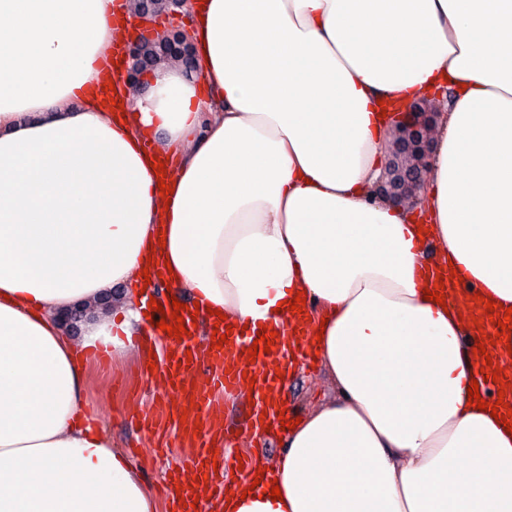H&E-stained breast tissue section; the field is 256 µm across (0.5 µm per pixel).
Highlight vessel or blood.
<instances>
[{
	"label": "vessel or blood",
	"mask_w": 512,
	"mask_h": 512,
	"mask_svg": "<svg viewBox=\"0 0 512 512\" xmlns=\"http://www.w3.org/2000/svg\"><path fill=\"white\" fill-rule=\"evenodd\" d=\"M187 330L181 338H167V350L158 360L154 370L145 371L148 380L159 381L166 396L175 397V405L169 406L164 416L174 423V433L190 448L183 465L174 470L172 486L182 489L185 506L182 512H194L192 504L201 496H223L226 482L225 471H214L213 451L217 428L215 420L222 415L225 396L251 387L254 406L252 427L255 432L280 422L279 413L283 402L274 400L273 392L280 385L279 371L287 370L292 356L303 353L300 331L302 322H294L274 339L271 351H258L255 362L242 360L240 347L252 346L257 334L251 330L234 328L222 348L198 347L190 332L194 328L192 310H183ZM193 472V486L183 487L182 475Z\"/></svg>",
	"instance_id": "obj_1"
}]
</instances>
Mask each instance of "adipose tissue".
<instances>
[{
    "mask_svg": "<svg viewBox=\"0 0 512 512\" xmlns=\"http://www.w3.org/2000/svg\"><path fill=\"white\" fill-rule=\"evenodd\" d=\"M115 7L0 0V512H159L82 355L132 347L167 263L204 327H282L303 293L335 388L222 512H512V433L468 403L475 379L498 399L477 330L424 298L453 270L512 306V0H190L199 74L156 68L141 96L105 71L140 22ZM439 88L410 206L378 190L391 113ZM107 291L74 342L66 316Z\"/></svg>",
    "mask_w": 512,
    "mask_h": 512,
    "instance_id": "ef3b65f1",
    "label": "adipose tissue"
}]
</instances>
